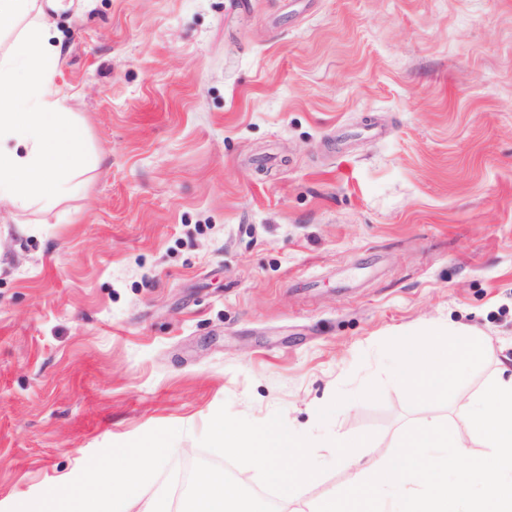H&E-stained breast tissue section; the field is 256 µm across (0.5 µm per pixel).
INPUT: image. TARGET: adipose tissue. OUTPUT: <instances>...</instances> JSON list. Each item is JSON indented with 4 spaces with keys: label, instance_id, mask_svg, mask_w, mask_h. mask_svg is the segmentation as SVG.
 Segmentation results:
<instances>
[{
    "label": "adipose tissue",
    "instance_id": "1",
    "mask_svg": "<svg viewBox=\"0 0 512 512\" xmlns=\"http://www.w3.org/2000/svg\"><path fill=\"white\" fill-rule=\"evenodd\" d=\"M35 0H0V34H14L11 49L0 55V202L18 210L50 199L85 165L77 149L79 134L61 98L51 89L56 49L46 26L31 16ZM399 375L419 392L447 389L461 367L480 357L472 336L448 331L440 338L407 339ZM461 428L428 421L403 435L396 448L357 464L345 493L325 512H387V499L398 512H512V374H498L461 416ZM480 442L468 451L459 429ZM219 448L244 454L272 479L283 499L295 498L306 466L285 469L283 457H305L303 443L279 424L240 432L215 420L211 427ZM462 470L463 480L444 475ZM479 483L480 493L468 490Z\"/></svg>",
    "mask_w": 512,
    "mask_h": 512
}]
</instances>
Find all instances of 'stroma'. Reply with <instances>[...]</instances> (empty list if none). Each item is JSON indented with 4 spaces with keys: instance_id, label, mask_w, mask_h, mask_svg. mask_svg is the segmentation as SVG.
Here are the masks:
<instances>
[{
    "instance_id": "35a3bbf8",
    "label": "stroma",
    "mask_w": 512,
    "mask_h": 512,
    "mask_svg": "<svg viewBox=\"0 0 512 512\" xmlns=\"http://www.w3.org/2000/svg\"><path fill=\"white\" fill-rule=\"evenodd\" d=\"M51 83L88 163L0 203V500L174 427L307 441L298 507L512 355V0H56ZM448 327L483 360L447 393L396 343Z\"/></svg>"
}]
</instances>
